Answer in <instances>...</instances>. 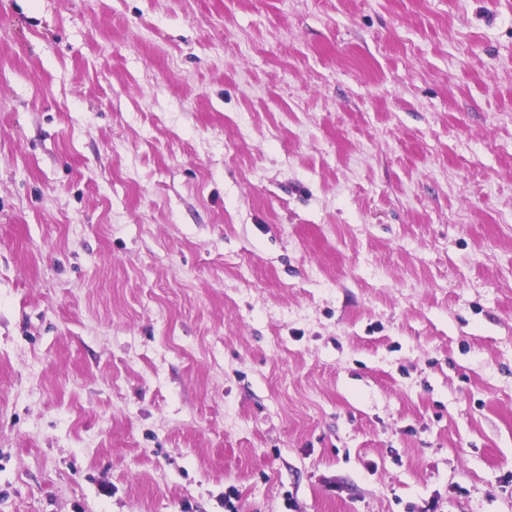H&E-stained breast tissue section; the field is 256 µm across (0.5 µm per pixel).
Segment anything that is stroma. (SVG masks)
<instances>
[{
	"label": "stroma",
	"instance_id": "obj_1",
	"mask_svg": "<svg viewBox=\"0 0 512 512\" xmlns=\"http://www.w3.org/2000/svg\"><path fill=\"white\" fill-rule=\"evenodd\" d=\"M512 512V0H0V512Z\"/></svg>",
	"mask_w": 512,
	"mask_h": 512
}]
</instances>
